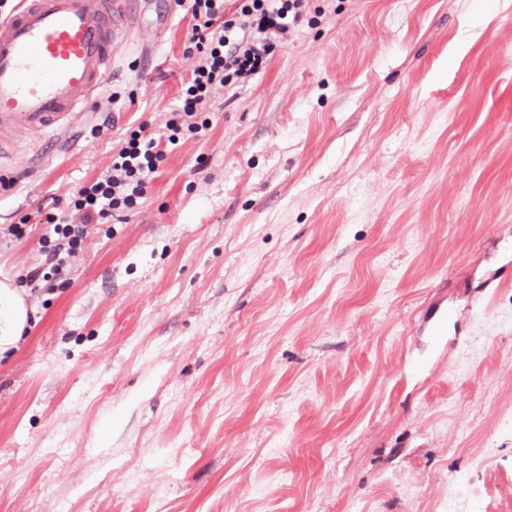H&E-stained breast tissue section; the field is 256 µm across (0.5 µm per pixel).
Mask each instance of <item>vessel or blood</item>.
I'll list each match as a JSON object with an SVG mask.
<instances>
[{"instance_id":"b4317fda","label":"vessel or blood","mask_w":512,"mask_h":512,"mask_svg":"<svg viewBox=\"0 0 512 512\" xmlns=\"http://www.w3.org/2000/svg\"><path fill=\"white\" fill-rule=\"evenodd\" d=\"M0 21V128L42 132L27 165L55 156L74 113L100 104L115 51L132 19V0H18Z\"/></svg>"}]
</instances>
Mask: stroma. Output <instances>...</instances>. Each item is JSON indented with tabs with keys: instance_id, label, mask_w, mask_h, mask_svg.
Masks as SVG:
<instances>
[{
	"instance_id": "35a3bbf8",
	"label": "stroma",
	"mask_w": 512,
	"mask_h": 512,
	"mask_svg": "<svg viewBox=\"0 0 512 512\" xmlns=\"http://www.w3.org/2000/svg\"><path fill=\"white\" fill-rule=\"evenodd\" d=\"M56 164L6 134L0 512H497L512 491V0H309L214 90L122 221L77 188L185 88L191 17L137 0ZM84 224L29 289L49 198ZM30 312L21 288L10 280L0 281V358L22 338L31 321Z\"/></svg>"
}]
</instances>
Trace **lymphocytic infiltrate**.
<instances>
[{
    "label": "lymphocytic infiltrate",
    "mask_w": 512,
    "mask_h": 512,
    "mask_svg": "<svg viewBox=\"0 0 512 512\" xmlns=\"http://www.w3.org/2000/svg\"><path fill=\"white\" fill-rule=\"evenodd\" d=\"M307 2L234 0V11L228 16L224 0H178L192 19L186 53L194 64L185 93L159 136L131 133L101 177L78 190L77 209L100 220L133 210L169 148L184 133L197 134L208 127L204 113L212 90L262 73L272 57L275 37L302 20ZM83 239L81 226L50 222L42 237L44 259L27 273V283L36 287L64 279L66 266Z\"/></svg>",
    "instance_id": "1"
}]
</instances>
